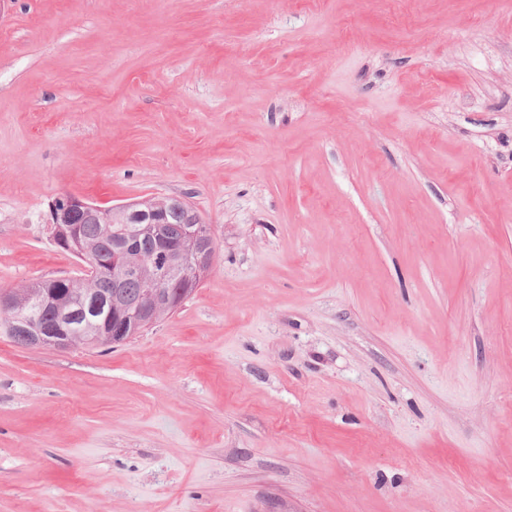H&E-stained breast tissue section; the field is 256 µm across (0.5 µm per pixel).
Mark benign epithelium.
I'll use <instances>...</instances> for the list:
<instances>
[{"instance_id": "7a95c632", "label": "benign epithelium", "mask_w": 512, "mask_h": 512, "mask_svg": "<svg viewBox=\"0 0 512 512\" xmlns=\"http://www.w3.org/2000/svg\"><path fill=\"white\" fill-rule=\"evenodd\" d=\"M178 205L190 211L192 223L172 244L163 224L166 208ZM99 211L83 198L65 197L62 207L52 211L56 245L87 258L91 248L82 245L71 217L76 212L95 216ZM121 212L138 228L114 237L118 269L112 273V292L102 296L85 288L81 306L76 307L66 279L57 278L51 285L33 284L0 294V308L12 313L15 340L21 345L67 350L81 343L87 331L94 333L99 345L122 343L179 309L197 290L216 252L211 227L199 213L180 197L125 205ZM131 280L143 286L135 300L122 291Z\"/></svg>"}]
</instances>
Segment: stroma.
Returning <instances> with one entry per match:
<instances>
[{
	"mask_svg": "<svg viewBox=\"0 0 512 512\" xmlns=\"http://www.w3.org/2000/svg\"><path fill=\"white\" fill-rule=\"evenodd\" d=\"M178 196L127 341L0 335V512H512V0H0V289ZM101 207L88 203L83 198L67 196L63 199L62 207L56 205L52 211V224H54L55 243L57 246L86 259L91 254L89 246H83L74 226L70 223L75 212H82L86 215L97 216Z\"/></svg>",
	"mask_w": 512,
	"mask_h": 512,
	"instance_id": "35a3bbf8",
	"label": "stroma"
}]
</instances>
